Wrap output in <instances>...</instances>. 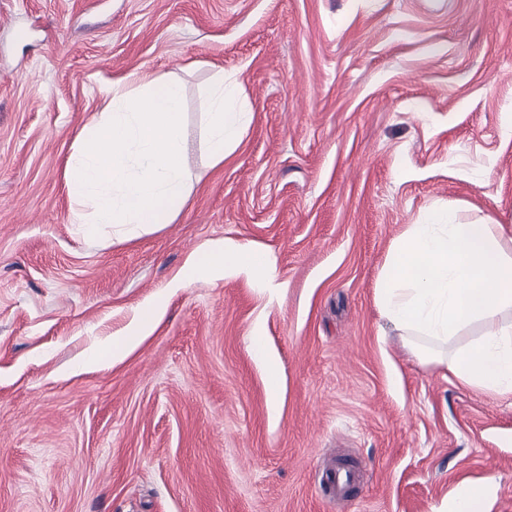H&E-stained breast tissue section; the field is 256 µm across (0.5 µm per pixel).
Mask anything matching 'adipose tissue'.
<instances>
[{
    "instance_id": "1",
    "label": "adipose tissue",
    "mask_w": 512,
    "mask_h": 512,
    "mask_svg": "<svg viewBox=\"0 0 512 512\" xmlns=\"http://www.w3.org/2000/svg\"><path fill=\"white\" fill-rule=\"evenodd\" d=\"M111 99L77 135L66 185L77 224H109L127 235L173 223L191 194L182 149L184 88L175 77L122 76ZM205 139L212 164L238 145L252 113L216 76L207 95ZM260 251L237 245L193 253L190 270L222 274L267 268ZM380 303L428 362L434 348L462 383L512 395V228L436 212L395 244ZM480 335L467 337L473 325Z\"/></svg>"
}]
</instances>
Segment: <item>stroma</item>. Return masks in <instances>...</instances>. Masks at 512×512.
<instances>
[{"instance_id": "1", "label": "stroma", "mask_w": 512, "mask_h": 512, "mask_svg": "<svg viewBox=\"0 0 512 512\" xmlns=\"http://www.w3.org/2000/svg\"><path fill=\"white\" fill-rule=\"evenodd\" d=\"M134 72L184 83L192 191L125 237L72 223L65 169ZM219 72L254 118L215 166ZM448 209L512 226V0H0V512H444L464 480L512 512V396L380 312L394 244ZM235 244L269 275L188 272ZM164 311L159 307L143 309L138 321L130 333L122 339L112 342V360L120 362L126 358L144 339L150 336L160 323Z\"/></svg>"}]
</instances>
